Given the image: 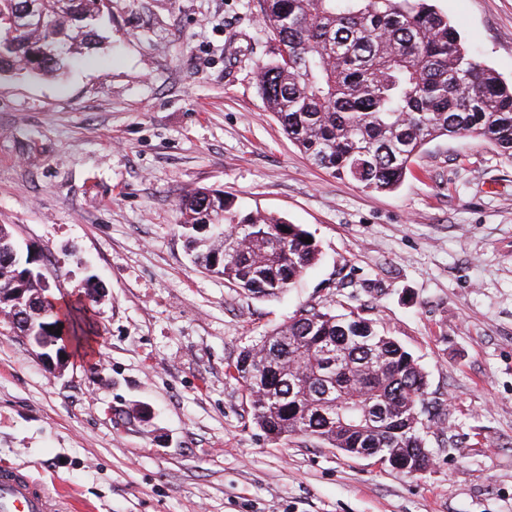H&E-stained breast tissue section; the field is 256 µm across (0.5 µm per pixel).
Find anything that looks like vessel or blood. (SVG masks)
Instances as JSON below:
<instances>
[{
  "instance_id": "b4317fda",
  "label": "vessel or blood",
  "mask_w": 512,
  "mask_h": 512,
  "mask_svg": "<svg viewBox=\"0 0 512 512\" xmlns=\"http://www.w3.org/2000/svg\"><path fill=\"white\" fill-rule=\"evenodd\" d=\"M0 512H71V505L17 465L0 469Z\"/></svg>"
}]
</instances>
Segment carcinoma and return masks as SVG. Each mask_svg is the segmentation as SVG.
<instances>
[{"instance_id": "obj_1", "label": "carcinoma", "mask_w": 512, "mask_h": 512, "mask_svg": "<svg viewBox=\"0 0 512 512\" xmlns=\"http://www.w3.org/2000/svg\"><path fill=\"white\" fill-rule=\"evenodd\" d=\"M21 0H0V74L22 66L54 74L67 66L62 44L76 29L87 43L109 0H37L53 30L20 29ZM277 44L257 66L255 85L283 132L316 166L371 191H393L424 147L447 137L477 139L512 161V84L482 65L431 0H257ZM217 190L180 200V227L194 264L258 296L284 292L316 263V243L298 224L235 208ZM288 231H282V228ZM29 257L0 248V294L28 288V341L55 354L58 315L39 306ZM82 349L86 320L65 308ZM259 347L261 354L254 353ZM239 354L252 419L274 439H314L346 454L371 448L406 473L432 453L421 420H441L427 376L396 340L349 309L306 308Z\"/></svg>"}]
</instances>
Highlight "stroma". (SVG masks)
I'll list each match as a JSON object with an SVG mask.
<instances>
[{
  "label": "stroma",
  "mask_w": 512,
  "mask_h": 512,
  "mask_svg": "<svg viewBox=\"0 0 512 512\" xmlns=\"http://www.w3.org/2000/svg\"><path fill=\"white\" fill-rule=\"evenodd\" d=\"M247 3L111 0L63 75H0V225L92 348L53 371L0 318V463L85 512H512V161L439 138L386 193L312 165L257 92L275 44ZM435 6L512 83V0ZM202 187L301 225L317 264L277 298L195 269L177 204ZM311 306L424 369L426 472L254 423L228 370Z\"/></svg>",
  "instance_id": "stroma-1"
}]
</instances>
